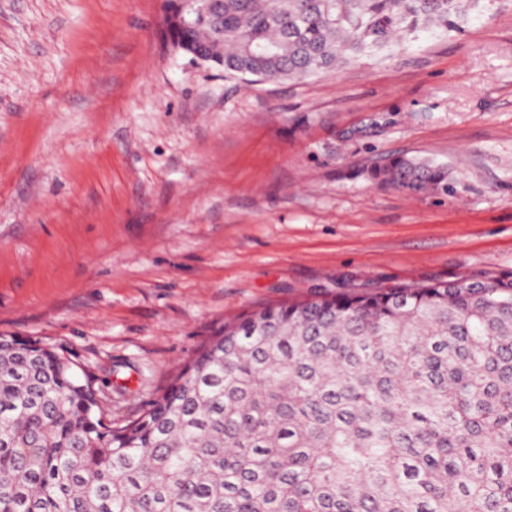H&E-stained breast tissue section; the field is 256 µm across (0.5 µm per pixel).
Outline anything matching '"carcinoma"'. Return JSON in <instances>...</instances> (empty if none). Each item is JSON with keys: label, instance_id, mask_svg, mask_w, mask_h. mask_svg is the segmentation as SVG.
<instances>
[{"label": "carcinoma", "instance_id": "cac0c4a2", "mask_svg": "<svg viewBox=\"0 0 512 512\" xmlns=\"http://www.w3.org/2000/svg\"><path fill=\"white\" fill-rule=\"evenodd\" d=\"M474 0H165L162 40L257 82L331 69ZM382 187L448 191L391 155ZM0 512H512V275L314 292L224 323L135 419L0 336Z\"/></svg>", "mask_w": 512, "mask_h": 512}]
</instances>
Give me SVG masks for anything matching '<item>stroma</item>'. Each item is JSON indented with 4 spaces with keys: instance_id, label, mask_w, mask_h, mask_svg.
<instances>
[{
    "instance_id": "1",
    "label": "stroma",
    "mask_w": 512,
    "mask_h": 512,
    "mask_svg": "<svg viewBox=\"0 0 512 512\" xmlns=\"http://www.w3.org/2000/svg\"><path fill=\"white\" fill-rule=\"evenodd\" d=\"M162 6L0 0V336L69 357L106 423L252 309L512 274V0L249 84L169 49ZM392 154L450 191L361 176Z\"/></svg>"
}]
</instances>
